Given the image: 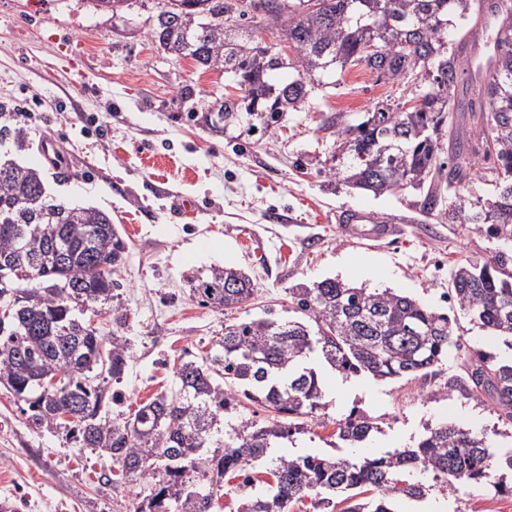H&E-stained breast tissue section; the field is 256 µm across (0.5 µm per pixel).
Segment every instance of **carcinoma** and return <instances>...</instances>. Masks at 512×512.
<instances>
[{
    "label": "carcinoma",
    "mask_w": 512,
    "mask_h": 512,
    "mask_svg": "<svg viewBox=\"0 0 512 512\" xmlns=\"http://www.w3.org/2000/svg\"><path fill=\"white\" fill-rule=\"evenodd\" d=\"M128 0H91L97 10L117 15ZM165 0L148 36L176 48L203 70L222 69L244 86L246 111L233 101H216L197 117L216 133L241 120L248 131L274 130L310 93L352 66L395 82L419 100L404 108L387 103L358 123L334 129L332 167L340 181L375 194L427 188L421 211L452 224H486L494 238L512 240V11L498 14L492 62L480 93L462 105L470 58L462 44L475 41L468 28L482 0ZM233 26L224 27V14ZM255 28L278 30L296 57L283 65L266 54ZM462 32L448 49V31ZM472 121L484 141L462 135L441 160L448 129ZM28 147L18 113L0 107V144ZM492 186L491 197L471 194L470 183ZM62 240V259L45 263V251ZM126 243L112 217L99 209L61 202L48 194L41 170L0 161V385L24 403L38 426L63 427L80 445L117 464L130 483L147 493L135 512H212L224 478L243 477L239 487L254 493L240 512H288L305 500L312 512H397L402 499L420 501L425 486L411 481L427 472L445 489L480 483L494 469L512 471V448L497 454L485 433L447 424L427 429L412 448L373 458L270 455L269 448L318 422L326 407L322 380L310 361L321 358L345 376L368 373L399 380L426 376L454 354L458 370L446 389L490 402L512 422V366L495 355L461 343L453 322L418 300L391 290L347 287L324 279L290 289L297 319L272 312L224 323V335L205 356L186 353L177 370V390L161 393L114 422L100 416L119 392L129 347L124 336H102L84 318L109 310L122 326L128 314L115 299ZM32 282L14 273L19 261ZM256 291L244 272L212 267L190 280L191 296L232 313ZM448 296L460 310L512 349V253L456 267ZM59 374L65 387L46 388L39 378ZM247 400L274 412L257 424L231 423ZM336 436L365 441L372 419L352 410L335 422ZM213 448L215 452L208 453ZM222 452H216V449ZM345 507L338 508V503Z\"/></svg>",
    "instance_id": "1"
}]
</instances>
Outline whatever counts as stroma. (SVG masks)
I'll return each instance as SVG.
<instances>
[{
    "mask_svg": "<svg viewBox=\"0 0 512 512\" xmlns=\"http://www.w3.org/2000/svg\"><path fill=\"white\" fill-rule=\"evenodd\" d=\"M162 0H131L124 20L94 9L89 0H0V105L17 110L31 146L0 155L44 173L61 200L99 208L127 243L118 301L129 314L122 328L131 342L119 420L175 384L183 351H208L224 332V314L201 306L187 278L211 266L240 267L257 289L242 319L273 309L289 315L288 290L333 278L370 289H389L448 314L463 341L503 357L511 349L490 336L448 297L451 269L512 242L489 237L483 224H448L420 211L423 192L350 189L331 177L334 135L326 114L352 117L405 95L364 66L316 89L284 127L267 133L245 126L215 134L188 120L214 99L242 92L224 72L198 69L152 43L147 32ZM64 153L67 178L44 160L40 143ZM193 200L191 211L171 213L174 198ZM360 209L402 227L393 241L343 235L338 217ZM448 371L397 382L346 386L329 371L324 424L289 443L294 456L371 457L413 447L427 428L450 424L486 430L493 448L512 445V423L493 405L443 390ZM22 404L0 387V503L13 512H134L136 485L116 487L111 460L69 440L62 430L27 421ZM375 425L368 439L350 444L335 422L351 409ZM429 485L417 512H512V496L487 484L454 493Z\"/></svg>",
    "mask_w": 512,
    "mask_h": 512,
    "instance_id": "1",
    "label": "stroma"
}]
</instances>
